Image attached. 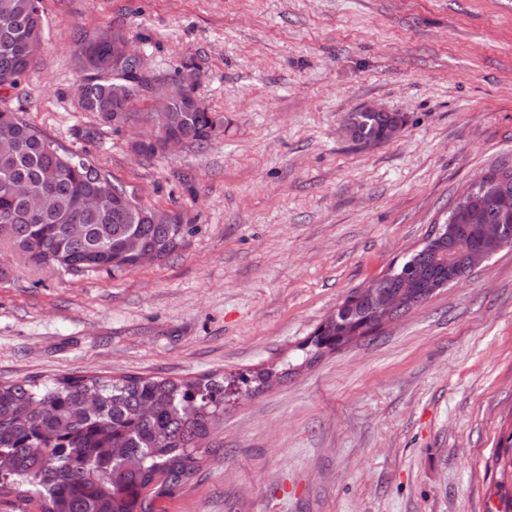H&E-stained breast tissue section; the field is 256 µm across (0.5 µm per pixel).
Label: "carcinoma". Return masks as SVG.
Wrapping results in <instances>:
<instances>
[{
  "mask_svg": "<svg viewBox=\"0 0 512 512\" xmlns=\"http://www.w3.org/2000/svg\"><path fill=\"white\" fill-rule=\"evenodd\" d=\"M47 19L39 0H0V87L14 86L32 68L42 48ZM129 39L121 30L80 37L74 57L82 77L74 84L81 109L100 124L116 113L148 125V113L172 112L188 144L208 140L224 117L196 104L182 87L148 105L150 78L136 73L134 59L121 57ZM354 138L378 142L390 125L405 123L396 112L350 113ZM46 196L49 209L29 220L25 199ZM123 186L80 154L61 150L17 113L0 109V239L35 265L81 273L133 271L136 260L122 256L125 241L138 237L141 250L163 259L183 243L186 224H138L112 208V191ZM469 204L453 205L444 220L455 224L456 255L479 247L477 228L498 224L512 244V211L495 204L512 196V167L489 169L466 191ZM99 198L95 207L84 198ZM84 235L74 237L71 226ZM453 266L418 250L398 270L371 287L391 294L415 292L426 301L433 286L448 284ZM378 329L366 296L352 292L326 326L315 332L314 347L335 350L352 336ZM224 381H173L142 375L65 377L41 388L20 381L0 384V497L37 502L40 512H154L157 498L172 496L197 468L196 450L211 419L224 409Z\"/></svg>",
  "mask_w": 512,
  "mask_h": 512,
  "instance_id": "cac0c4a2",
  "label": "carcinoma"
}]
</instances>
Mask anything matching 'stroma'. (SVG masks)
<instances>
[{
	"instance_id": "obj_1",
	"label": "stroma",
	"mask_w": 512,
	"mask_h": 512,
	"mask_svg": "<svg viewBox=\"0 0 512 512\" xmlns=\"http://www.w3.org/2000/svg\"><path fill=\"white\" fill-rule=\"evenodd\" d=\"M33 68L0 89L147 204L181 249L128 272L40 267L0 242V383L244 376L165 512H496L512 442V249L334 351L313 334L403 262L458 193L512 164V0H42ZM192 69L224 132L145 159L83 111L77 31ZM404 116L365 148L344 118ZM275 375L271 386L251 380Z\"/></svg>"
}]
</instances>
